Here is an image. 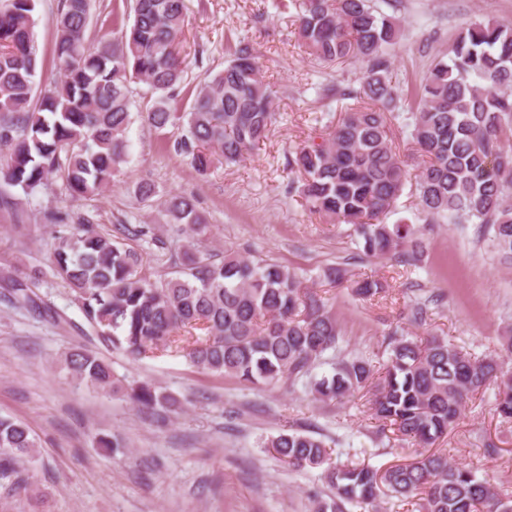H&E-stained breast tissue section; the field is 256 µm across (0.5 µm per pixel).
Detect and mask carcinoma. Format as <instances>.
<instances>
[{
  "label": "carcinoma",
  "mask_w": 512,
  "mask_h": 512,
  "mask_svg": "<svg viewBox=\"0 0 512 512\" xmlns=\"http://www.w3.org/2000/svg\"><path fill=\"white\" fill-rule=\"evenodd\" d=\"M36 2L0 0V183L28 194L56 174L74 201L101 190L124 162L133 83L148 86L146 122L171 130L175 152L202 176L216 163L242 161L277 122V90L263 79L246 40L224 68L190 85L180 46L185 0H131L130 25L94 41L87 34L92 0H59L51 24L60 80L37 98ZM290 6L310 55L328 65L358 62L361 75L356 87L339 81L326 88L351 104L336 121L323 115L321 142L307 141L288 155V192L328 223L352 225L367 254L413 265L423 252L422 226L385 223L409 186L427 223L483 224L499 258L512 263V149L505 148L512 140V23H466L420 86L410 88L388 54L399 26L370 0L282 4ZM182 93L191 103L179 112L173 102ZM402 106L409 109L410 137L426 157L414 176L390 136L388 115ZM134 195L146 205L156 186L142 179ZM164 212L167 223L187 226L192 236L163 279L145 272L142 256L127 247L129 240L159 242L147 224H119L112 235L84 219L58 237L54 273L97 334L133 359L174 349L197 369L251 384L310 375L340 334L323 299L278 262H253L228 247L221 257L203 252L209 224L193 197L169 194ZM353 292L371 298L384 286L366 279ZM387 351L383 376L374 378L366 356L343 359L332 375L310 381L311 392L320 401H341L372 388L379 429L424 451L384 470L352 462L327 467L336 502H319L316 512H342L346 502L370 504L382 495L413 503L418 512H512V499L487 479L429 450L468 401L491 386L496 412L512 420V372L503 369L512 334L501 338L499 352L477 357L441 336L422 342L395 330ZM64 364L77 382L121 392L142 411L180 405L151 383L123 385L91 350L74 349ZM35 447L26 423L0 417V481L8 493L29 490L16 463ZM264 447L294 469L330 459L323 438L292 429Z\"/></svg>",
  "instance_id": "cac0c4a2"
}]
</instances>
